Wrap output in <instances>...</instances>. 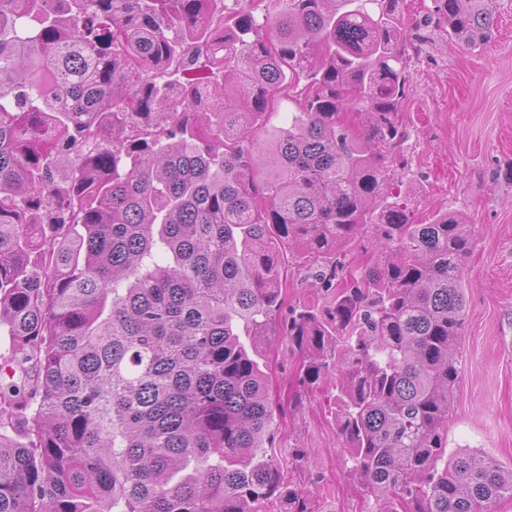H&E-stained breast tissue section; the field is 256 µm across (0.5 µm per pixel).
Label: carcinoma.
Here are the masks:
<instances>
[{
  "mask_svg": "<svg viewBox=\"0 0 512 512\" xmlns=\"http://www.w3.org/2000/svg\"><path fill=\"white\" fill-rule=\"evenodd\" d=\"M240 2L0 0V372L35 370L0 387V512H312L268 451L285 254L324 292L283 322L300 381L333 382L376 512H492L512 469L448 454L473 240L389 182L406 46L487 44L491 0Z\"/></svg>",
  "mask_w": 512,
  "mask_h": 512,
  "instance_id": "cac0c4a2",
  "label": "carcinoma"
}]
</instances>
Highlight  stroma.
Here are the masks:
<instances>
[{
	"label": "stroma",
	"mask_w": 512,
	"mask_h": 512,
	"mask_svg": "<svg viewBox=\"0 0 512 512\" xmlns=\"http://www.w3.org/2000/svg\"><path fill=\"white\" fill-rule=\"evenodd\" d=\"M495 36L470 49L432 30L407 59L406 98L398 112L408 132L395 163L411 188L415 223L441 210L468 224L473 248L464 266L467 313L454 355L461 379L448 419V448H467L512 468V0H493ZM270 386L300 395L278 418L272 449L286 481L310 491L314 512H373L334 418L329 383L302 388L281 326L270 330Z\"/></svg>",
	"instance_id": "stroma-1"
}]
</instances>
